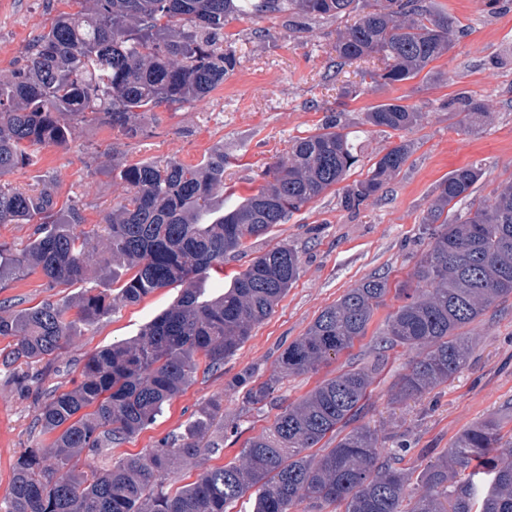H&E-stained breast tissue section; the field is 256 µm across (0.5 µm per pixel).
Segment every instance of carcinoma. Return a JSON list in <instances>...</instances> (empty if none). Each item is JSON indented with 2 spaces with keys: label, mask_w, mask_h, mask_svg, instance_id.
Listing matches in <instances>:
<instances>
[{
  "label": "carcinoma",
  "mask_w": 512,
  "mask_h": 512,
  "mask_svg": "<svg viewBox=\"0 0 512 512\" xmlns=\"http://www.w3.org/2000/svg\"><path fill=\"white\" fill-rule=\"evenodd\" d=\"M88 12L61 13L30 44L25 64L0 80V178L29 159L27 149L64 146L59 116L91 114L125 136L138 133L139 116L204 97L239 64L224 26L237 18L288 15L355 21L337 35L342 61L375 58V83L418 77L448 53L456 28L448 14L423 0H93ZM461 124L476 132L491 118L487 104L467 98ZM424 114L399 99L365 112V123L410 130ZM410 144L389 147L365 179L345 189L348 208L381 191L405 164ZM358 162L349 134L330 120L294 141L274 167L272 180L225 210L211 208L224 194V147L194 166L175 160L125 166V197L104 218L107 264L131 273L115 294L84 287L91 258L74 231L82 216L62 215L46 188L21 190L0 184V224L37 222L33 237L14 252L0 244V281L40 271L48 283L80 285L69 305L45 302L0 315V336L16 338L10 352L27 365L51 364L66 350L72 330L90 326L118 305L135 304L160 288L175 286V302L132 339L92 353L73 388L49 391L36 421L55 437L47 448H28L16 460L5 512H229L258 488L253 512H292L307 502L316 512L342 504L345 512H512V436L489 419L459 434L425 470L423 487L407 492L408 474L396 452L383 455L375 432L359 425L378 365L349 366L283 407L272 425L250 438L241 459L205 468L174 492L165 479L178 459L220 450L224 409L218 399L202 407L176 435L144 455L110 469L84 474L73 461L101 452L154 423L192 382L200 366L224 365L266 320L298 279L297 251L283 244L260 256L224 293L210 298L199 280L224 265V256L247 240L284 224L342 182ZM476 165L443 178L422 218L430 248L410 279L391 286L370 276L325 307L304 335L283 350L276 371L246 392L250 405L265 406L280 381L317 371L366 336L390 292L402 299L380 332L386 348L416 349L418 356L395 386L410 399L452 379L472 350L467 326L481 321L512 295V181L463 214L450 205L470 198L481 179ZM75 319H67L70 308ZM330 446L313 456L323 440ZM55 467L44 465L47 459Z\"/></svg>",
  "instance_id": "carcinoma-1"
}]
</instances>
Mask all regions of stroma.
I'll return each instance as SVG.
<instances>
[{"label":"stroma","mask_w":512,"mask_h":512,"mask_svg":"<svg viewBox=\"0 0 512 512\" xmlns=\"http://www.w3.org/2000/svg\"><path fill=\"white\" fill-rule=\"evenodd\" d=\"M433 3L456 18L464 33L448 54L431 64L429 76L376 85L368 75L371 63L338 64L336 37L351 24L348 16L306 21L300 33L288 29L286 17L280 15L241 18L224 28L240 63L204 98L147 113L133 138L99 120L62 116L69 130L67 145L34 147L32 163L6 176L11 186H47L59 204L76 206L83 217L76 231L97 259L106 244L103 218L126 194L119 177L122 166L170 159L190 165L220 146L227 158L224 183L244 197L262 184L263 171L286 156L296 138L316 132L334 114L360 156L347 184L363 180L390 146L403 140L411 145L400 172L357 209H345L343 189L334 187L287 223L227 256L223 275L206 281L207 294L222 291L234 275L277 243L297 251L300 274L269 318L222 368L197 373L154 424L136 436L108 451L83 453L75 461L78 470L108 469L123 458L145 453L182 431L202 406L221 398L224 420L231 425L224 433V447L200 465L175 463L166 484L181 488L195 481L200 466L221 467L238 460L246 441L273 423L279 407L296 402L350 363L380 366L361 421L376 431L383 449L407 447L402 466L410 473L411 488H419L425 467L463 429L494 416L504 432H512V298L470 326L472 354L460 373L403 403L393 402L391 391L415 353L402 347L383 351L378 344L387 315L399 304L392 294L352 349L318 371L282 379L274 404L247 405L248 385L237 381L244 372L251 374L252 384L267 380L288 343L362 279L385 273L391 282L406 280L429 248L421 219L443 177L464 165L479 164L483 176L474 189L478 197L512 181V0ZM92 6V0H0V79L22 65L34 36L48 29L58 12ZM466 97L485 101L493 112L491 123L476 134L465 133L460 124V102ZM395 98L423 112L422 124L403 133L364 124V112ZM177 295L176 288H161L139 303L117 306L94 325L77 326L66 352L47 370L5 362L3 355L15 339L0 336V504L8 497L17 457L51 442L35 424L45 389H70L92 352L137 336ZM75 296L74 287H48L38 273L0 282V308L11 312L47 301L70 302Z\"/></svg>","instance_id":"1"}]
</instances>
